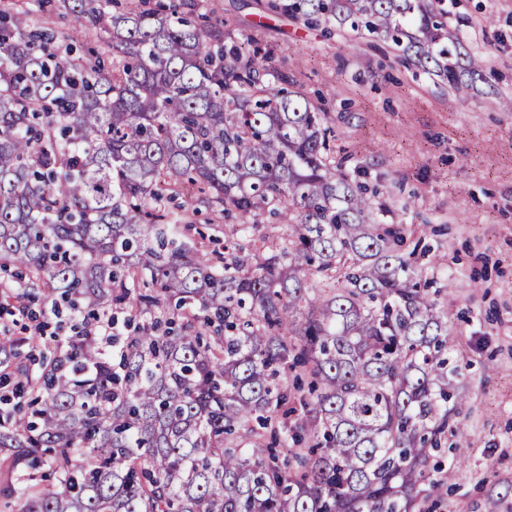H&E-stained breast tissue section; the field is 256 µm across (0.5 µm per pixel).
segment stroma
<instances>
[{"label": "stroma", "instance_id": "35a3bbf8", "mask_svg": "<svg viewBox=\"0 0 512 512\" xmlns=\"http://www.w3.org/2000/svg\"><path fill=\"white\" fill-rule=\"evenodd\" d=\"M271 0H210L215 19L237 40L258 39L307 96L322 101L336 153L381 184L388 221L429 245L417 266L431 281L454 335V388L466 404L467 469L450 474L437 512H512V0H448V20L486 61V82L467 98L399 61L371 38L341 37L271 12ZM26 10L59 38L70 33L60 0H0ZM186 215L182 238L209 257L225 240L260 255L287 233L258 214L247 234L232 221ZM16 282L0 273V329L28 360L34 323L14 312Z\"/></svg>", "mask_w": 512, "mask_h": 512}]
</instances>
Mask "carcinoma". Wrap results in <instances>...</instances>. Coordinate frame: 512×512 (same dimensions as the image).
I'll list each match as a JSON object with an SVG mask.
<instances>
[{
	"label": "carcinoma",
	"mask_w": 512,
	"mask_h": 512,
	"mask_svg": "<svg viewBox=\"0 0 512 512\" xmlns=\"http://www.w3.org/2000/svg\"><path fill=\"white\" fill-rule=\"evenodd\" d=\"M63 0L112 65L71 56L26 11L0 9V271L56 304L124 306L142 322L48 361L17 364L0 394V449L27 483L22 512H423L433 452L457 439L447 315L386 220L378 189L336 157L327 110L273 54L185 0L113 13ZM271 8L401 52L459 95L484 60L448 23L447 0H274ZM190 184L210 213L265 209L287 237L221 265L180 240L166 206ZM152 289L143 294L135 281ZM301 366L309 394L279 367ZM53 479L37 476L41 465Z\"/></svg>",
	"instance_id": "1"
}]
</instances>
